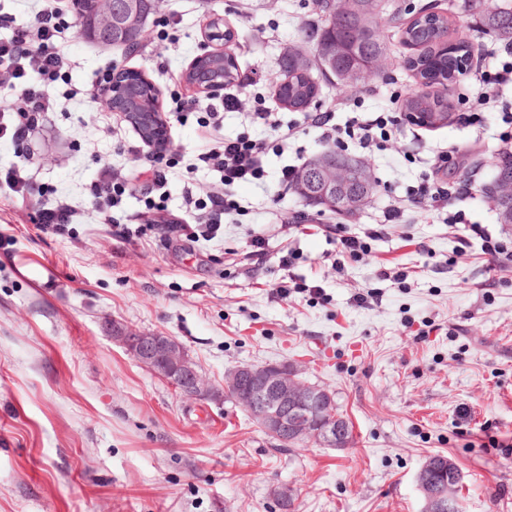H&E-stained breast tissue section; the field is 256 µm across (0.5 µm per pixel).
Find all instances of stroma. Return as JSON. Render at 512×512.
<instances>
[{"mask_svg":"<svg viewBox=\"0 0 512 512\" xmlns=\"http://www.w3.org/2000/svg\"><path fill=\"white\" fill-rule=\"evenodd\" d=\"M460 2L388 0L395 21L385 27L384 78L347 93L322 84L312 111H401L396 98L412 77L401 65L409 50L398 25L427 7L447 15L451 38L473 43L476 57L498 49L500 39ZM51 5L67 0H0V40L29 29ZM217 17L234 33L227 49L238 62L225 95L246 94L249 108L293 120L273 88L288 45L325 19L316 0H163L134 51L65 31L72 67L54 90V110L29 144L0 138V169L20 167L77 211L65 232L37 230L45 197L20 204L0 185V512H282L273 494L282 486L294 491V512H422L415 475L435 455L462 471V512H512V268L489 281L480 239L461 247L464 229H449L425 207L406 211L368 254L336 264V246L320 230L341 223L357 234L377 223L445 151L449 181L462 169L475 179L462 204L469 222L512 237L484 193L493 180L488 159L502 147L498 112L464 125L460 115L478 88L462 77L448 87L450 124L404 127L410 160L349 148L377 189L346 221L281 194L276 173L294 155H270L265 183L236 190L244 215L225 221L214 239L188 241L171 224L206 213L186 215L184 196L205 198L219 177L200 165V130L178 122L171 99L209 103L185 73ZM112 65L156 85L177 155L166 172V226L149 224L144 197L133 192L114 212L131 229L128 239L101 222L88 195L104 163L138 173L119 150L139 144L134 128L81 93ZM300 212L305 227L284 237L282 225ZM256 234L266 255L252 261ZM289 247L300 255L294 277L322 286L328 302L276 297ZM382 266L405 271V287L379 279ZM359 291L374 300L358 304ZM112 318L174 336L217 385L240 365L296 364L334 393L352 443L342 451L312 442L284 448L231 401L183 399L113 344L104 327Z\"/></svg>","mask_w":512,"mask_h":512,"instance_id":"obj_1","label":"stroma"}]
</instances>
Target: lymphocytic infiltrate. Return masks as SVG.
<instances>
[{
    "label": "lymphocytic infiltrate",
    "mask_w": 512,
    "mask_h": 512,
    "mask_svg": "<svg viewBox=\"0 0 512 512\" xmlns=\"http://www.w3.org/2000/svg\"><path fill=\"white\" fill-rule=\"evenodd\" d=\"M69 23L65 14L56 9H44L37 13L31 32L8 42H0V70L9 74L15 91L10 105L12 124H0V138L9 137L16 144H24L31 132L40 126L45 113L53 111L55 100L51 89L62 79L70 67V61L59 48L57 38ZM506 60L488 62L474 70V77L482 87L478 103L489 108L499 101L503 87L512 85V46H505ZM238 98L225 100L223 108H211L205 114H198L194 100L186 99L176 105L180 121L195 120L201 129L203 148L198 160L218 172L220 190L212 192L206 200L186 194L187 208L207 210L208 220L191 227L192 237L214 238L222 228L225 218L242 212V205L235 193L243 184H261L268 176V156L290 146L303 128H316L324 141L344 147L355 144L362 151H389L402 154L401 128L408 119L404 113L380 112L373 116L355 115L344 123H333L330 113L307 112L302 121L285 124L273 113L257 109L248 113L250 125L263 128V136L241 133L234 137L220 136L224 122V109L241 107ZM132 154L141 157V172L146 182L141 187L145 196V207L155 216H163L165 205L159 193L167 182L165 172L159 168L164 156L161 153L141 152L132 147ZM448 162L447 156H440L437 169L416 183L407 185L401 202L385 210L381 225L365 229L363 235H353L341 226L326 225V232L335 234L339 255L356 257L366 253L371 239L379 237L383 228L398 223L406 206L430 207L446 210L445 218L449 227L466 222L464 211H448L449 200H465L474 188L472 181L463 180L448 183L441 175ZM133 186L127 175L103 168L100 177L88 188L92 203L104 223H111L112 213L120 207L126 192Z\"/></svg>",
    "instance_id": "lymphocytic-infiltrate-1"
}]
</instances>
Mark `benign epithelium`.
Listing matches in <instances>:
<instances>
[{
	"label": "benign epithelium",
	"mask_w": 512,
	"mask_h": 512,
	"mask_svg": "<svg viewBox=\"0 0 512 512\" xmlns=\"http://www.w3.org/2000/svg\"><path fill=\"white\" fill-rule=\"evenodd\" d=\"M100 40L112 42L119 34L112 25L113 0H97ZM158 151L167 146V122L152 115ZM112 342L121 346L137 363L163 377L185 399L215 401L226 397L243 407L266 432L285 443L314 441L323 448L344 447L345 419L335 411L332 393L299 377L286 363L238 366L224 375V386L217 387L204 377L184 346L174 337L157 332L133 333L122 323L106 322ZM448 472V459L436 464L425 462L416 474V485L423 500V512H449L454 507V486H435L429 473Z\"/></svg>",
	"instance_id": "7a95c632"
}]
</instances>
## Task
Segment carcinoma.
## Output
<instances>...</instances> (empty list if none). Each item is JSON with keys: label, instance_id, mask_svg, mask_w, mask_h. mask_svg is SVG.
<instances>
[{"label": "carcinoma", "instance_id": "obj_1", "mask_svg": "<svg viewBox=\"0 0 512 512\" xmlns=\"http://www.w3.org/2000/svg\"><path fill=\"white\" fill-rule=\"evenodd\" d=\"M384 0H320L325 14L324 24L307 36L310 52L299 48L288 50L281 60L282 78L276 85V97L288 111L305 112L316 99L319 88L313 71L336 79L344 91L366 84L382 75L379 63L384 59L386 43L382 22ZM480 12L484 30L500 39L512 41V9L491 6L487 0H468ZM81 17L80 35L96 41L93 28L94 0H75ZM123 38L114 46L134 50L133 39L143 16L153 14L151 0H116ZM403 43L415 51L405 60L413 72L411 84L403 99V109L412 116L426 113L438 118L450 112L446 88L471 66L473 48L466 42L448 43V20L443 17L418 15L402 30ZM237 69L229 55H211L198 59L186 75L187 83L197 87L213 82L232 83ZM122 99L116 108L122 112H154L158 92L155 86L139 76H125ZM353 163L354 174L336 183V193H321L318 177L322 169L339 161ZM495 177L506 183L512 180V151L503 150L492 158ZM377 183L363 162L335 151L323 152L306 162L297 172L294 190L307 206L323 207L352 216L368 201ZM499 223L512 224V198L489 195Z\"/></svg>", "mask_w": 512, "mask_h": 512}]
</instances>
